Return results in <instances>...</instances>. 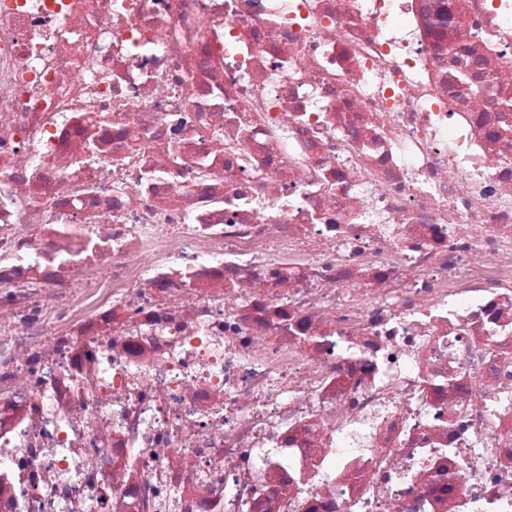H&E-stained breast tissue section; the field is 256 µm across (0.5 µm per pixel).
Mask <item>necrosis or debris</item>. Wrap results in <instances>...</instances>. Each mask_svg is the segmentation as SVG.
<instances>
[{"mask_svg":"<svg viewBox=\"0 0 512 512\" xmlns=\"http://www.w3.org/2000/svg\"><path fill=\"white\" fill-rule=\"evenodd\" d=\"M0 512H512V0H0Z\"/></svg>","mask_w":512,"mask_h":512,"instance_id":"obj_1","label":"necrosis or debris"}]
</instances>
